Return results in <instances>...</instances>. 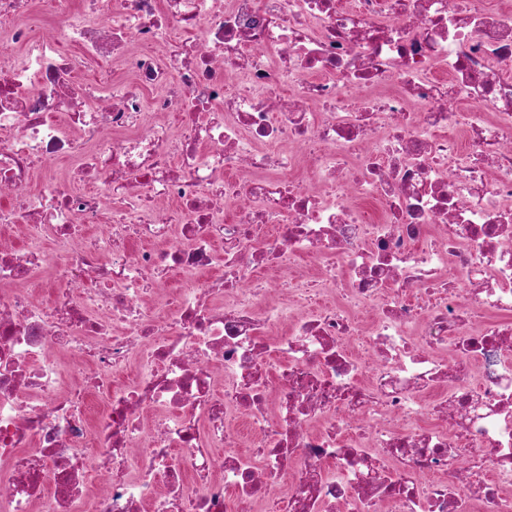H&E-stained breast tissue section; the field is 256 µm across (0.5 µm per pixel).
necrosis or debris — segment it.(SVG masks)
<instances>
[{
  "label": "necrosis or debris",
  "mask_w": 512,
  "mask_h": 512,
  "mask_svg": "<svg viewBox=\"0 0 512 512\" xmlns=\"http://www.w3.org/2000/svg\"><path fill=\"white\" fill-rule=\"evenodd\" d=\"M0 512H512V0H0Z\"/></svg>",
  "instance_id": "1"
}]
</instances>
